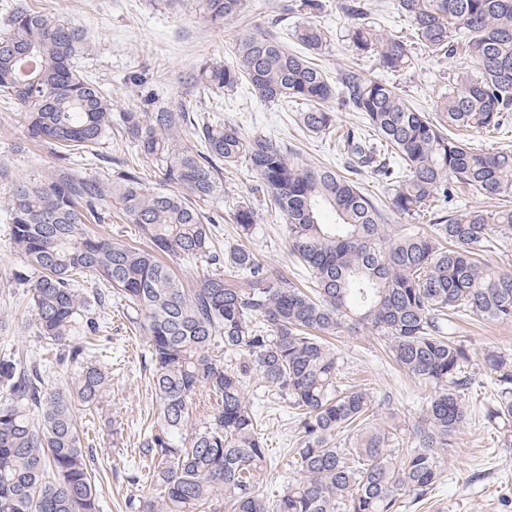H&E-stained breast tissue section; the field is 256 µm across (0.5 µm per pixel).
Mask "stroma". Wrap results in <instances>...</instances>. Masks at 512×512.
Here are the masks:
<instances>
[{"instance_id": "35a3bbf8", "label": "stroma", "mask_w": 512, "mask_h": 512, "mask_svg": "<svg viewBox=\"0 0 512 512\" xmlns=\"http://www.w3.org/2000/svg\"><path fill=\"white\" fill-rule=\"evenodd\" d=\"M298 0H248L237 18L216 25L207 20L198 0H184L182 8H158L155 0H0V18L14 7L26 5L52 19L76 26L82 39L78 68L98 82L112 100L114 111H142L145 96L167 106L183 105L205 120L235 125L246 138L275 141L284 152L308 164L327 165L343 171L339 136L362 125L360 113L329 103L336 122L333 134L314 137L298 126L301 106L282 105L255 98L247 85L225 93L222 104L199 93L192 83L195 69L206 60L232 64V44L238 36L260 33L273 27L292 28L301 20ZM344 0H324L319 17L330 41L319 63L329 80L340 70L356 65L371 78L396 85L411 103L435 116L440 96L448 91L452 67L448 60L429 54L413 37L408 17L400 13L398 0H366L373 25L406 42L412 64L402 71H383L371 56H358L345 38L351 23L342 11ZM99 159L75 163V174L112 186L114 160L123 161L151 187L163 188L162 174L151 163L138 159L118 134H110L98 147ZM57 160L51 150L29 138L20 105L0 92V355L14 353L51 367L50 388L66 387L72 373L53 366V353L38 335L29 304L26 267L14 249L6 207L16 184L51 173ZM250 204L257 212L256 230L241 239L231 219L237 205ZM225 215L217 230L219 246L245 243L264 263L289 270L288 232L281 213L266 205L260 181L250 166L241 163L225 170L224 193L213 203ZM100 317V364L111 376L110 386L95 408L81 412L79 430L91 450L104 481L100 487V512H130L128 505L141 492L131 477L138 468V442L154 398L143 369L147 343L133 333L122 302L112 301ZM457 336L467 345L468 366L476 384L467 402V419L455 433L442 467L439 486L420 502L403 498L400 512H512V421L488 420L486 409L496 387L483 362L485 350L512 353V323H495L476 317L459 324ZM336 351L348 361L342 381L366 385L380 403V412L396 413L400 422L415 423L429 394L428 387L400 373L385 354L380 337L345 333L335 339ZM247 392L257 396L271 461L260 489L278 495L293 475L289 465L294 425L285 404L271 389L248 379Z\"/></svg>"}]
</instances>
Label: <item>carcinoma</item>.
<instances>
[{
	"mask_svg": "<svg viewBox=\"0 0 512 512\" xmlns=\"http://www.w3.org/2000/svg\"><path fill=\"white\" fill-rule=\"evenodd\" d=\"M245 2L201 5L222 23L239 16ZM399 7L429 53L457 61L435 120L396 87L352 66L331 85L314 62L327 35L311 21L291 32L298 51L271 33L245 34L235 44L236 64L206 62L193 77L214 98L244 78L261 101H301L307 108L299 124L314 135L333 126L325 107L332 98L361 113L374 138L360 128L342 136L348 177L304 164L270 140L247 139L232 124L196 123L182 107L115 116L100 85L74 66L78 29L28 7L6 15L0 91L24 109L29 137L53 146L62 162L96 157L116 120L136 153L160 166L169 188L157 191L127 170L114 175L112 197L147 248L89 230L101 213L100 184L62 164L13 189L12 239L36 273L29 290L40 334L55 345V364L74 375L68 387L50 390L39 364L0 357V512H99L100 482L76 404H96L108 386L91 338L101 331L96 310L114 298L125 302L130 325L147 340L144 369L156 402L139 441L147 477L132 479L158 494L130 503L134 512H195L218 498L225 512H398L402 498L432 491L473 385L457 322H512V269L481 260L495 242L505 252L512 246V149L481 153L447 133L461 126L497 130L512 112V0H399ZM345 11L356 55H373L390 72L411 64L404 41L366 22L365 0H347ZM242 161L281 212L289 252L314 289L243 245L212 248V230L224 216L204 213L199 202L220 195L224 168ZM363 168L385 180L403 217L421 215L462 186L499 201L498 209L452 213L429 233L384 224L352 179ZM327 212L331 223L322 219ZM233 222L251 236L253 207H237ZM160 253L212 270L187 288ZM344 332L384 338L399 371L430 388L412 429L375 411L370 389L340 384L344 361L326 338ZM483 360L497 386L488 416L506 422L512 354L488 350ZM253 375L288 404L296 431L290 463L297 478L272 501L260 492L267 448L246 397ZM203 402L209 407L198 419L193 410ZM32 410L40 423L31 421ZM404 435L415 446L396 457L392 443Z\"/></svg>",
	"mask_w": 512,
	"mask_h": 512,
	"instance_id": "1",
	"label": "carcinoma"
}]
</instances>
